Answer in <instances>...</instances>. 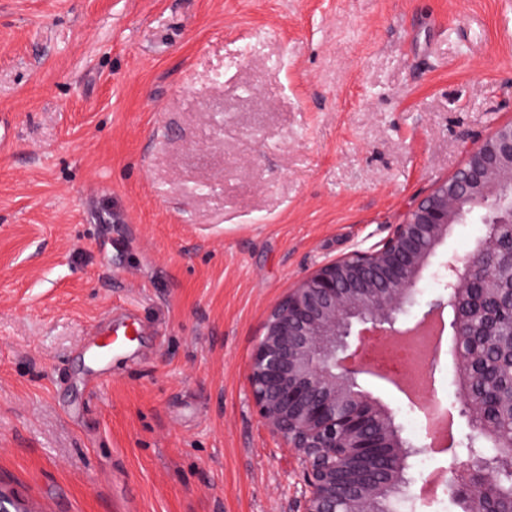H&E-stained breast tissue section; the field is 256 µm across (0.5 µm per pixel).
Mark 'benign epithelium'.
I'll list each match as a JSON object with an SVG mask.
<instances>
[{"label":"benign epithelium","instance_id":"obj_1","mask_svg":"<svg viewBox=\"0 0 512 512\" xmlns=\"http://www.w3.org/2000/svg\"><path fill=\"white\" fill-rule=\"evenodd\" d=\"M512 222V121L498 125L438 182L392 235L366 252L329 261L300 278L269 310L251 353L247 375L260 421L299 463L301 512H377L387 496L420 505L406 476L414 446L397 412L360 383L368 363H348L363 336L393 337L407 324L449 310L455 406L485 444L445 473L460 512H512V491L496 495L497 471L487 454L512 462V439L491 426H474L481 406L472 399L471 374L488 345L512 362V328L495 332L490 305L512 309V253L503 256L497 228ZM483 231L464 256L442 251L459 224ZM433 282L423 301L420 285ZM479 283L481 303L468 304Z\"/></svg>","mask_w":512,"mask_h":512}]
</instances>
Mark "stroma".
Returning a JSON list of instances; mask_svg holds the SVG:
<instances>
[{"label":"stroma","instance_id":"1","mask_svg":"<svg viewBox=\"0 0 512 512\" xmlns=\"http://www.w3.org/2000/svg\"><path fill=\"white\" fill-rule=\"evenodd\" d=\"M0 114V492L294 512L254 339L512 120V0H0ZM131 321L96 376L85 351Z\"/></svg>","mask_w":512,"mask_h":512}]
</instances>
